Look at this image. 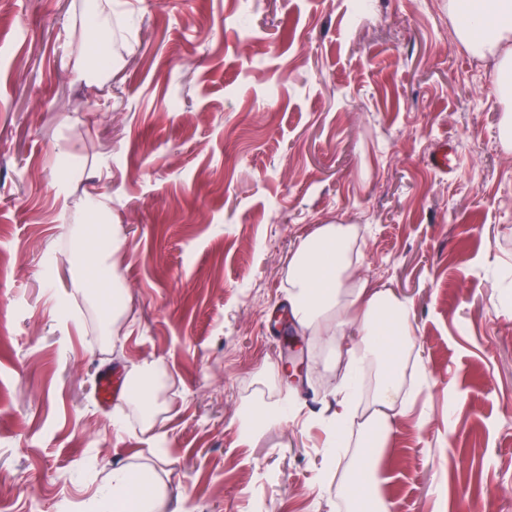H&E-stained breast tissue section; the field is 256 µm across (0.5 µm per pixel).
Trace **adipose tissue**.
<instances>
[{
  "label": "adipose tissue",
  "mask_w": 512,
  "mask_h": 512,
  "mask_svg": "<svg viewBox=\"0 0 512 512\" xmlns=\"http://www.w3.org/2000/svg\"><path fill=\"white\" fill-rule=\"evenodd\" d=\"M458 40L482 57L495 61L492 85L498 98H512V0H459ZM124 240L118 225L105 238H73L70 249L73 291L90 300L102 314L103 338L118 336L128 310L129 295L119 274ZM359 236L352 224H320L303 237L288 258V317L303 335L349 339L350 376L338 389L336 423L348 422L354 371L377 370L374 409L367 420L377 440H385L393 417L405 410L402 371L412 348L411 302L388 286L369 287L358 268ZM99 289H92V282ZM167 373L161 361L137 362L127 371L131 391L112 408V431L128 429L132 408H140L143 433L154 428L159 405L157 382ZM110 512H182L152 468L134 464L113 466L97 490Z\"/></svg>",
  "instance_id": "ef3b65f1"
}]
</instances>
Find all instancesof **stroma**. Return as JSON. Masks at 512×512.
<instances>
[{
	"label": "stroma",
	"instance_id": "35a3bbf8",
	"mask_svg": "<svg viewBox=\"0 0 512 512\" xmlns=\"http://www.w3.org/2000/svg\"><path fill=\"white\" fill-rule=\"evenodd\" d=\"M92 3L112 72L81 76ZM454 4L0 0V512H94L115 461L156 465L185 512H341L374 399L335 431L347 341L305 337L302 376L266 374L291 360L273 337L288 257L336 222L363 228L362 276L413 305L379 496L512 512V152L494 62L458 41ZM89 194L126 238L115 346L71 288ZM145 359L168 372L160 455L137 412L114 435L99 395ZM278 401L287 420L242 440V411Z\"/></svg>",
	"mask_w": 512,
	"mask_h": 512
}]
</instances>
